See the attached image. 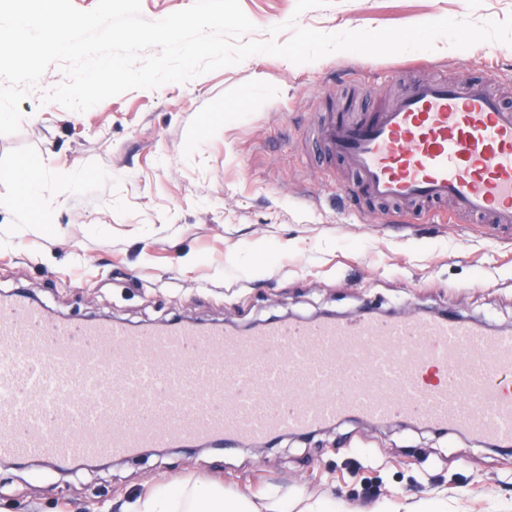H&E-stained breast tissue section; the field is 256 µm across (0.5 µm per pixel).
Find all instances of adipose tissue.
I'll list each match as a JSON object with an SVG mask.
<instances>
[{
	"instance_id": "adipose-tissue-1",
	"label": "adipose tissue",
	"mask_w": 512,
	"mask_h": 512,
	"mask_svg": "<svg viewBox=\"0 0 512 512\" xmlns=\"http://www.w3.org/2000/svg\"><path fill=\"white\" fill-rule=\"evenodd\" d=\"M131 512H288L287 503H256L246 494H225L221 485L202 486L180 478L164 488L138 496Z\"/></svg>"
}]
</instances>
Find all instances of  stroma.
Segmentation results:
<instances>
[{
  "instance_id": "stroma-1",
  "label": "stroma",
  "mask_w": 512,
  "mask_h": 512,
  "mask_svg": "<svg viewBox=\"0 0 512 512\" xmlns=\"http://www.w3.org/2000/svg\"><path fill=\"white\" fill-rule=\"evenodd\" d=\"M295 4L240 0L252 39L278 25L286 42L290 21L335 33L512 15V0H334L299 15ZM489 69L512 100V46L497 42L452 54L440 38L431 51L299 65L258 54L80 113L45 101L64 80L52 65L20 105L19 131L0 135V295L134 328L370 310L512 331V234L448 206L399 217L358 204L304 140L320 113L364 109L366 92L386 101L404 81ZM170 477L296 512L318 500L338 512H512V447L356 416L260 445L146 449L97 470L0 459V512H116Z\"/></svg>"
}]
</instances>
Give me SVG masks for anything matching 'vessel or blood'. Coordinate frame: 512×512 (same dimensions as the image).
<instances>
[{
  "label": "vessel or blood",
  "mask_w": 512,
  "mask_h": 512,
  "mask_svg": "<svg viewBox=\"0 0 512 512\" xmlns=\"http://www.w3.org/2000/svg\"><path fill=\"white\" fill-rule=\"evenodd\" d=\"M495 73L409 85L334 116L324 160L357 200L512 227V108ZM512 445V333L439 316L191 322L132 329L49 317L0 297V458L130 457L144 448L261 444L348 416Z\"/></svg>",
  "instance_id": "vessel-or-blood-1"
}]
</instances>
